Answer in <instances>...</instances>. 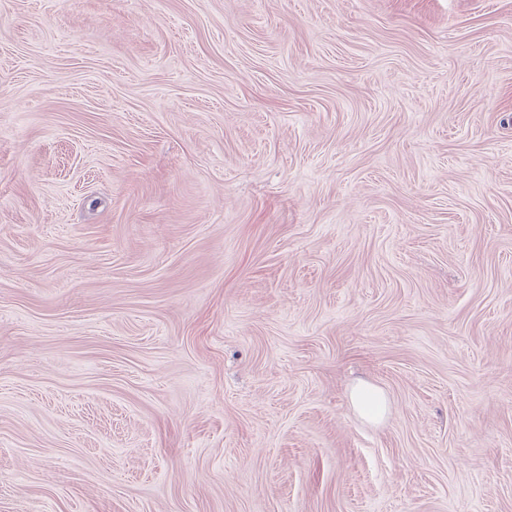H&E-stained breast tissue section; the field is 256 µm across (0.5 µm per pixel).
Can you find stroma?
Here are the masks:
<instances>
[{
	"mask_svg": "<svg viewBox=\"0 0 512 512\" xmlns=\"http://www.w3.org/2000/svg\"><path fill=\"white\" fill-rule=\"evenodd\" d=\"M0 512H512V0H0ZM350 398L356 409L371 420L381 419L387 410L381 391L367 384H358L351 390Z\"/></svg>",
	"mask_w": 512,
	"mask_h": 512,
	"instance_id": "stroma-1",
	"label": "stroma"
}]
</instances>
